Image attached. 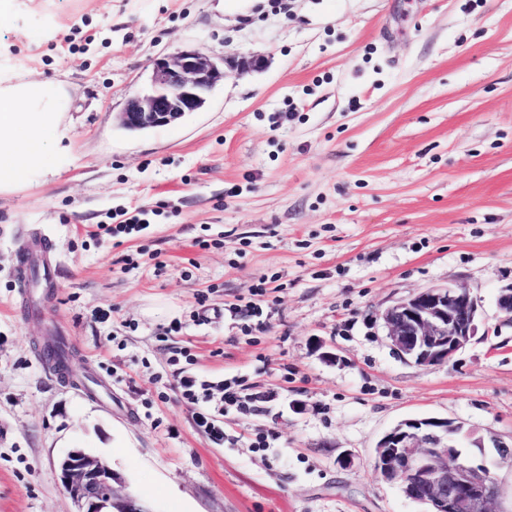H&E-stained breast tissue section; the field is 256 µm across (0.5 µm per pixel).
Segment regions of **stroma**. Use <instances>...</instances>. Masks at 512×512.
Returning a JSON list of instances; mask_svg holds the SVG:
<instances>
[{"label": "stroma", "instance_id": "obj_1", "mask_svg": "<svg viewBox=\"0 0 512 512\" xmlns=\"http://www.w3.org/2000/svg\"><path fill=\"white\" fill-rule=\"evenodd\" d=\"M188 48L224 65L207 108L120 127L153 59ZM252 53L265 68L237 71ZM0 70L69 93L46 177L0 194V512H72L75 448L149 512H421L371 466L386 432L437 416L512 438V0H18ZM136 207L147 229L103 234ZM36 239L56 276L21 317ZM446 285L476 336L403 361L378 313ZM15 277L16 287L18 288V298L13 304V309L17 314H24L26 306V296L28 294V288L26 287L31 277V270L25 259L24 251H21L19 255Z\"/></svg>", "mask_w": 512, "mask_h": 512}]
</instances>
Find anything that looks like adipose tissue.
<instances>
[{
    "label": "adipose tissue",
    "instance_id": "ef3b65f1",
    "mask_svg": "<svg viewBox=\"0 0 512 512\" xmlns=\"http://www.w3.org/2000/svg\"><path fill=\"white\" fill-rule=\"evenodd\" d=\"M63 84L0 74V193L46 170L59 137Z\"/></svg>",
    "mask_w": 512,
    "mask_h": 512
}]
</instances>
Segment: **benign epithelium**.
<instances>
[{
	"instance_id": "1",
	"label": "benign epithelium",
	"mask_w": 512,
	"mask_h": 512,
	"mask_svg": "<svg viewBox=\"0 0 512 512\" xmlns=\"http://www.w3.org/2000/svg\"><path fill=\"white\" fill-rule=\"evenodd\" d=\"M223 80L224 69L200 49L157 57L149 89L128 99L119 123L130 131L172 125L202 111ZM378 318L400 358L417 366L441 365L476 336L478 304L467 288L436 286L396 301ZM463 439L481 453L495 448L496 461L473 462L461 450ZM373 462L383 482L428 505L426 512H500L499 470L512 472V444L466 431L448 418L406 419L378 441ZM58 470L75 512H149L106 461L81 449L69 451Z\"/></svg>"
}]
</instances>
